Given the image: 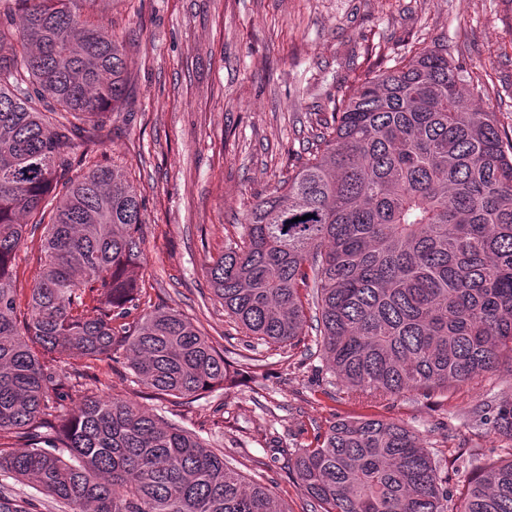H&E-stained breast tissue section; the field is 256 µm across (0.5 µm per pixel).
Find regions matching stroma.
I'll use <instances>...</instances> for the list:
<instances>
[{
	"label": "stroma",
	"instance_id": "1",
	"mask_svg": "<svg viewBox=\"0 0 512 512\" xmlns=\"http://www.w3.org/2000/svg\"><path fill=\"white\" fill-rule=\"evenodd\" d=\"M95 21L126 44L125 101L106 118L99 160L136 187L145 224L138 312L172 308L221 337L231 380L192 404L151 399L125 363L99 361L90 393L134 400L196 434L246 480L261 477L288 512L309 499L290 467L336 417L404 422L441 461L459 494L477 465L506 458L468 418L511 385L484 374L447 392L377 402L344 400L320 356L244 336L210 285L209 267L256 201L307 158L332 100L368 69L423 48L486 90L474 112L512 126V0H100ZM42 228L16 255L18 306L43 270Z\"/></svg>",
	"mask_w": 512,
	"mask_h": 512
}]
</instances>
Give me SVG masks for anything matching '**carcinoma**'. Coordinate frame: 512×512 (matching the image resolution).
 <instances>
[{
	"mask_svg": "<svg viewBox=\"0 0 512 512\" xmlns=\"http://www.w3.org/2000/svg\"><path fill=\"white\" fill-rule=\"evenodd\" d=\"M16 2L19 27L0 18V434L28 443L0 446V474L69 512H286L137 402L73 399L119 350L161 398H202L228 365L174 309L118 323L139 291L143 200L76 151L126 94L124 45L82 12L99 0ZM468 84L484 91L427 48L366 75L210 268L245 336L292 348L314 331L355 401L512 380V133L469 111ZM21 216L45 225V262L20 324ZM62 356L86 359L65 383L44 362ZM473 421L512 441L511 400ZM292 467L318 512H450L448 478L398 421L338 418ZM455 512H512V457L481 466Z\"/></svg>",
	"mask_w": 512,
	"mask_h": 512,
	"instance_id": "cac0c4a2",
	"label": "carcinoma"
}]
</instances>
